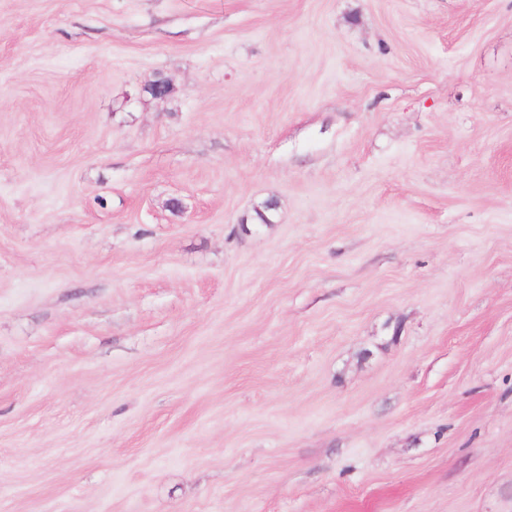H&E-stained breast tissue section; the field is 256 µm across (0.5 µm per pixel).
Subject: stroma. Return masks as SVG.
<instances>
[{"label":"stroma","mask_w":512,"mask_h":512,"mask_svg":"<svg viewBox=\"0 0 512 512\" xmlns=\"http://www.w3.org/2000/svg\"><path fill=\"white\" fill-rule=\"evenodd\" d=\"M0 512H512V0H0Z\"/></svg>","instance_id":"obj_1"}]
</instances>
